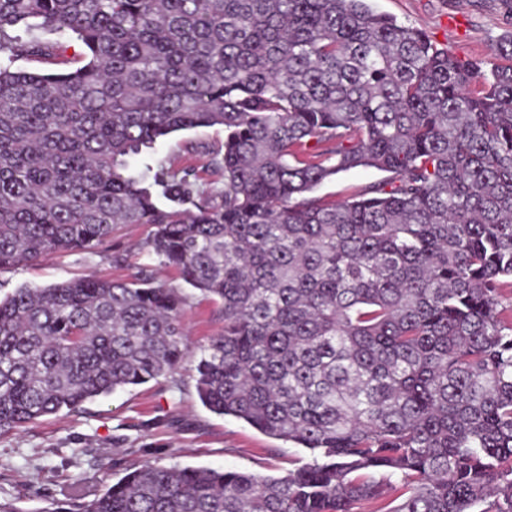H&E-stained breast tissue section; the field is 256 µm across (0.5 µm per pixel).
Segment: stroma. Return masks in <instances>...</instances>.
<instances>
[{
	"label": "stroma",
	"instance_id": "obj_1",
	"mask_svg": "<svg viewBox=\"0 0 512 512\" xmlns=\"http://www.w3.org/2000/svg\"><path fill=\"white\" fill-rule=\"evenodd\" d=\"M376 12L422 30L462 60L493 61L492 49L512 35V0H369ZM224 144L222 127L177 132L157 147L174 168L195 169L201 183ZM386 178L356 168L320 185L316 196L344 201ZM144 224L118 225L91 251H63L0 270V297L25 285H51L79 276L129 282L148 272L185 296L182 325L194 353L220 333L222 305L184 284L143 244ZM306 449L268 437L247 423L207 410L196 391L194 361L139 386L119 389L22 428L0 430V512H51L74 498L107 488L135 466L213 467L282 476L307 462Z\"/></svg>",
	"mask_w": 512,
	"mask_h": 512
}]
</instances>
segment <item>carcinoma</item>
Returning <instances> with one entry per match:
<instances>
[{
  "instance_id": "obj_1",
  "label": "carcinoma",
  "mask_w": 512,
  "mask_h": 512,
  "mask_svg": "<svg viewBox=\"0 0 512 512\" xmlns=\"http://www.w3.org/2000/svg\"><path fill=\"white\" fill-rule=\"evenodd\" d=\"M37 30L79 41L80 65ZM214 126L212 194L155 154ZM358 167L389 177L313 195ZM119 224L223 303L201 403L312 460L145 462L75 512H357L398 472L386 512H512V64L461 61L368 0H0V270ZM184 304L149 276L0 299V429L177 368Z\"/></svg>"
}]
</instances>
